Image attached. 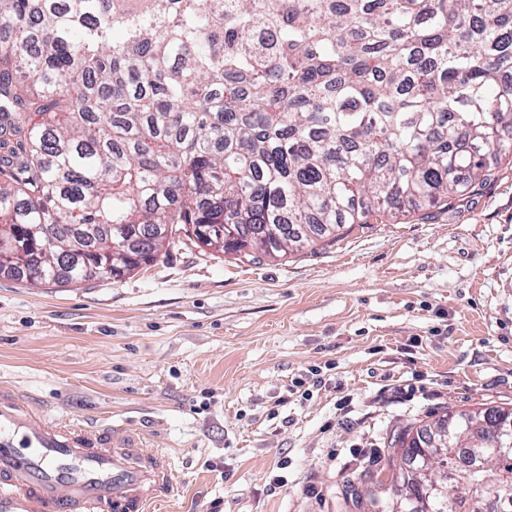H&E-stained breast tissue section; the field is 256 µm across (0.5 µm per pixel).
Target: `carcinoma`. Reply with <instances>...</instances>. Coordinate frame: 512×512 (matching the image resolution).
<instances>
[{
  "mask_svg": "<svg viewBox=\"0 0 512 512\" xmlns=\"http://www.w3.org/2000/svg\"><path fill=\"white\" fill-rule=\"evenodd\" d=\"M512 0H0V269L81 284L155 262L173 235L245 258L336 237L375 208L448 205L512 154ZM486 461L436 512L512 494ZM389 436L390 512L452 464Z\"/></svg>",
  "mask_w": 512,
  "mask_h": 512,
  "instance_id": "cac0c4a2",
  "label": "carcinoma"
}]
</instances>
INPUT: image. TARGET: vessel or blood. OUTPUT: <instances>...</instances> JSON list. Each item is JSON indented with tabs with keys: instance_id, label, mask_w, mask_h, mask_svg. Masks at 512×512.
Listing matches in <instances>:
<instances>
[{
	"instance_id": "vessel-or-blood-1",
	"label": "vessel or blood",
	"mask_w": 512,
	"mask_h": 512,
	"mask_svg": "<svg viewBox=\"0 0 512 512\" xmlns=\"http://www.w3.org/2000/svg\"><path fill=\"white\" fill-rule=\"evenodd\" d=\"M174 487L170 456L128 424L47 428L36 403L0 387V512H148Z\"/></svg>"
}]
</instances>
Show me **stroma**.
Here are the masks:
<instances>
[{
    "label": "stroma",
    "instance_id": "1",
    "mask_svg": "<svg viewBox=\"0 0 512 512\" xmlns=\"http://www.w3.org/2000/svg\"><path fill=\"white\" fill-rule=\"evenodd\" d=\"M493 168L448 206L376 212L277 260L179 234L120 280L2 273L0 383L46 425L125 421L167 450L178 488L155 512H383L377 485L359 508L346 486L391 431L512 408V159Z\"/></svg>",
    "mask_w": 512,
    "mask_h": 512
}]
</instances>
